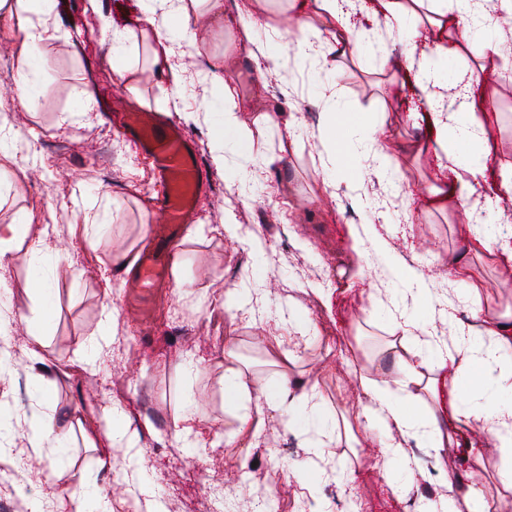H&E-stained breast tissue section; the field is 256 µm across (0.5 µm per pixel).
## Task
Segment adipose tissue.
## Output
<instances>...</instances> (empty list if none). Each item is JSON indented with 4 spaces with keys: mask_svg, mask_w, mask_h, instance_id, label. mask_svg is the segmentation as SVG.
<instances>
[{
    "mask_svg": "<svg viewBox=\"0 0 512 512\" xmlns=\"http://www.w3.org/2000/svg\"><path fill=\"white\" fill-rule=\"evenodd\" d=\"M159 0H138L140 11L134 27L115 26L103 18L104 32L112 40V70L127 82L134 99L142 94L130 77L135 72L125 42L131 30H139L150 48V61L156 71H163L169 54V42L181 39L202 47L197 22L206 18L215 33H223L224 0H175L165 13L158 10ZM267 0H243L239 7L236 29L243 50L263 58L268 67L278 59L269 45L255 43L251 24L259 20ZM457 7L445 6L444 0H373L369 11L380 18L386 29L402 32L409 40V53L418 65L414 84L425 102L428 113H410L411 124L425 122L427 138L407 141L406 151L420 156L426 142L438 144L448 162V172L427 190L424 203L428 209L457 216L467 223L468 234L462 247L438 257L437 262L450 282L461 288V300L468 307L472 322L454 331L452 344L441 343L436 328L428 318L446 321L448 312L430 287L422 271L413 269L400 257H392L391 266L402 285L392 319V333L403 350L391 370L392 378L378 381L362 377L366 403L362 410L364 429L378 430L385 438L382 445L386 465L405 463L408 438L417 437L432 451L437 463L445 459L472 465L483 462L479 435L492 438L499 450V483L512 488V401L493 399L511 378L502 372V351L512 349V314L496 310L494 302L484 301L483 282L476 275L473 258L492 263H512V247L497 244L488 226H476L474 214L481 200L495 199L498 207L512 203V158L500 153L491 135L497 124V99L487 84L491 70L507 69L512 61L505 58L496 44L478 40L462 14L466 0ZM348 0H289L294 15L305 17L321 47L359 51L354 25L346 9ZM52 0H16L15 7H0V35L20 43L27 68L20 78L19 97L31 101L35 74L39 68V46L50 33L47 25H35L31 17L47 15ZM469 54L472 65L462 68L454 86L442 83L441 67L448 59ZM224 57L208 58L207 77L220 84L226 101L219 130L213 139L216 155L232 147L239 157L252 155V137L247 125L233 107L234 92L224 80ZM362 130L374 135L383 125L367 116L329 107L324 114L325 148L337 167L344 171L341 186L346 193L359 189L358 176L350 161L356 148L348 134ZM225 399L238 405L236 434L259 436L265 416L276 417L285 427L296 422L297 410H304L309 436L306 450L321 457L324 439L332 435L338 446H345L348 435L339 432L338 420L325 411V399L318 384L300 389L288 372L274 378V390L259 403H251L252 379L246 370L226 368ZM449 491V512H501L498 495L474 482H465L455 468L444 472Z\"/></svg>",
    "mask_w": 512,
    "mask_h": 512,
    "instance_id": "obj_1",
    "label": "adipose tissue"
}]
</instances>
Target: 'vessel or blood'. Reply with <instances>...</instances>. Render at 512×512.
<instances>
[{"instance_id": "b4317fda", "label": "vessel or blood", "mask_w": 512, "mask_h": 512, "mask_svg": "<svg viewBox=\"0 0 512 512\" xmlns=\"http://www.w3.org/2000/svg\"><path fill=\"white\" fill-rule=\"evenodd\" d=\"M119 130L150 160L158 184L151 200L157 214L149 231L151 244L140 252L130 271L136 287L149 295L169 278L183 228L192 222L207 187V173L195 144L159 113H121Z\"/></svg>"}]
</instances>
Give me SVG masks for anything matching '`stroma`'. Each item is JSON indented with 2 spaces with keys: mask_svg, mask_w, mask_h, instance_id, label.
Returning <instances> with one entry per match:
<instances>
[{
  "mask_svg": "<svg viewBox=\"0 0 512 512\" xmlns=\"http://www.w3.org/2000/svg\"><path fill=\"white\" fill-rule=\"evenodd\" d=\"M267 14L280 20V36L255 25L253 36L274 43L282 84L270 83L266 72L241 50L232 36L212 37L211 51L225 53L224 76L234 89L243 121L252 132L254 159L237 183H230L238 158L225 150L223 164L213 160L211 141L218 128L210 84L197 81L204 66L197 50L174 46L177 72L187 79L181 111L170 110L169 84L149 68L145 45L133 47L136 79L149 111L178 123L194 142L207 171L208 189L197 206L200 237L181 240L175 260L190 288H160L145 296L111 268L114 252L139 250L147 234L141 222L149 208L154 180L150 163L138 147L113 127L116 112L138 105L112 71V42L101 32L97 14L86 11L85 0H56L48 22L51 37L40 48L42 63L32 103H23L17 83L24 69L19 47L0 52V116L20 135L35 141V160L23 163L0 155V225L21 215L30 218L25 247L38 262L20 261L0 268V310L12 309L14 339L28 340V321L41 308L29 294L34 279L52 290V316L46 326L44 364L22 357L0 373V394L12 397L20 419L13 443L27 447L24 423L42 416L39 395L51 391L62 420V449L49 456L18 455L22 482L0 484V497L15 512H30L33 500L43 499L48 484L61 486L53 512H69V495L86 486L103 508L137 492L141 504L160 512H211V496L195 472L214 460L223 461L209 478L222 486L228 512H247L255 492L253 479L278 467L272 512H344L347 498L370 495L402 506L398 486H410L418 505L440 503L448 491L433 454L419 440L410 441V468L387 470L378 449L367 443L356 448L325 449L329 467L353 470L351 488L322 483L310 491L295 471L305 466V435L267 420L254 447H241L231 437L234 407L224 403L226 340L240 346V368L270 377L288 369L302 378H319L331 414L356 421L358 403L355 372L380 378L386 373L384 351L391 335V310L397 282L386 260L372 249L356 254L348 229L367 223L373 211L384 212L391 248L430 276L439 294L450 296L453 285L438 273L437 255L462 244L455 218L417 208L418 198L440 171L435 157L422 162L399 158L393 181L373 174V153L355 159L361 172L360 194L353 197L335 187L336 171H324L322 160V91L334 85L338 105L372 116H396L423 111L407 67H385V59L401 61L405 39L388 35L377 22L358 12L359 55H336L334 63L296 59L298 38H311L304 22L290 18L287 0H269ZM275 123H267V116ZM111 223L110 232L89 246L85 227ZM259 236L261 251L244 249L224 231L225 223ZM364 273L369 300L342 303L351 277ZM243 298L262 296L267 319L255 322L225 305L226 291ZM329 295L323 305L321 295ZM113 302L120 316L105 324L103 307ZM305 309L318 336L293 355L266 354L255 343L260 336H288L290 327L276 321L288 303ZM91 354L83 374L72 371L78 357ZM195 355L193 373L184 360ZM122 416L139 434L140 445L106 447L91 431L103 412ZM193 415L202 444L186 448L175 439L184 415ZM127 469L131 478L118 482L112 472ZM437 484L436 494H421L423 482Z\"/></svg>",
  "mask_w": 512,
  "mask_h": 512,
  "instance_id": "obj_1",
  "label": "stroma"
}]
</instances>
